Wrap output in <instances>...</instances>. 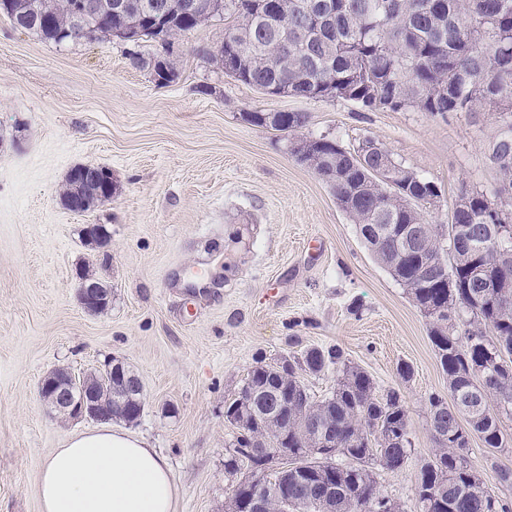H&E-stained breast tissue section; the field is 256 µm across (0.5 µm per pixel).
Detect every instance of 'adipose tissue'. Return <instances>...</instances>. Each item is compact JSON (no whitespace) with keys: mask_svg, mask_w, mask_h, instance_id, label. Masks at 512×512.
Masks as SVG:
<instances>
[{"mask_svg":"<svg viewBox=\"0 0 512 512\" xmlns=\"http://www.w3.org/2000/svg\"><path fill=\"white\" fill-rule=\"evenodd\" d=\"M178 496L166 458L107 425L71 436L40 467L41 512H176Z\"/></svg>","mask_w":512,"mask_h":512,"instance_id":"adipose-tissue-1","label":"adipose tissue"}]
</instances>
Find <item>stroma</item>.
Listing matches in <instances>:
<instances>
[{
	"mask_svg": "<svg viewBox=\"0 0 512 512\" xmlns=\"http://www.w3.org/2000/svg\"><path fill=\"white\" fill-rule=\"evenodd\" d=\"M224 40L213 20L176 37L177 76L158 84L133 66L127 43L66 46L0 15V512H40L41 463L90 418H59L39 396L46 374L135 370L146 403L135 424L167 456L177 512H224L238 475L224 469L237 430L224 404L257 361L340 348L379 394L398 390L409 414L404 467L376 468L400 512H420L417 475L437 450L428 398L450 399L429 321L373 258L330 186L292 154L301 138L356 149L371 138L438 185L425 218L444 224L462 189L491 191L487 111L433 116L364 111L342 100L269 98L225 76L212 60ZM305 112L283 134L252 126L248 111ZM78 165L112 172V197L74 213L61 199ZM112 233V259L85 245L86 225ZM204 269L192 288L186 274ZM112 287L101 314L78 302V270ZM413 369L410 381L399 364ZM506 447L471 436L468 461L512 506V415Z\"/></svg>",
	"mask_w": 512,
	"mask_h": 512,
	"instance_id": "1",
	"label": "stroma"
}]
</instances>
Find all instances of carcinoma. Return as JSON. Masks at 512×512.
Segmentation results:
<instances>
[{
    "mask_svg": "<svg viewBox=\"0 0 512 512\" xmlns=\"http://www.w3.org/2000/svg\"><path fill=\"white\" fill-rule=\"evenodd\" d=\"M153 21L173 38L216 18L201 9L202 0H147ZM261 0H224V47L238 55L235 80L262 90L288 86L304 99H336L335 83L345 82L360 98L374 93L392 111L431 115L448 111V99L433 101L436 87L455 96V111L490 110L499 127L512 128V0H317L333 15L321 24L288 0V17L262 15ZM73 0H0V12L13 25L55 44L124 37L123 24L109 13L86 20L90 33L57 36L74 27ZM133 34L157 39L154 25L132 15ZM476 79L491 84L492 96L473 88ZM257 127L295 132L308 123L306 112H282L268 123L265 112H245ZM310 166L328 183L375 260L431 318L430 339L453 397L463 411L442 398H428L431 431L438 451L420 469L415 491L421 512H509L469 465L464 449L471 435L485 447L499 448L504 434L498 413L512 411V277L501 266L512 262V198L470 191L469 209L455 214L464 236L448 235V225L424 221L420 208L439 197L437 186L395 161L388 151L359 161L325 138L311 140ZM498 178L512 182V143L499 144ZM504 214L499 228L485 223ZM391 228L394 234L385 232ZM410 229L418 251L399 253L395 235ZM481 247V276L469 272L472 248ZM498 282L491 290L486 285ZM495 355L497 377L484 381L474 372ZM339 370L336 389L314 399L297 370L318 374ZM288 401V411L279 403ZM224 416L238 430L224 468L236 473L258 465L256 453L281 445L288 427V448L295 453L288 473V496L303 512H320L317 484L336 486V512H396L374 476L381 465L401 468L411 451L409 415L399 391L376 392L373 378L343 360L341 350L310 348L288 364L260 361L247 374Z\"/></svg>",
    "mask_w": 512,
    "mask_h": 512,
    "instance_id": "cac0c4a2",
    "label": "carcinoma"
}]
</instances>
